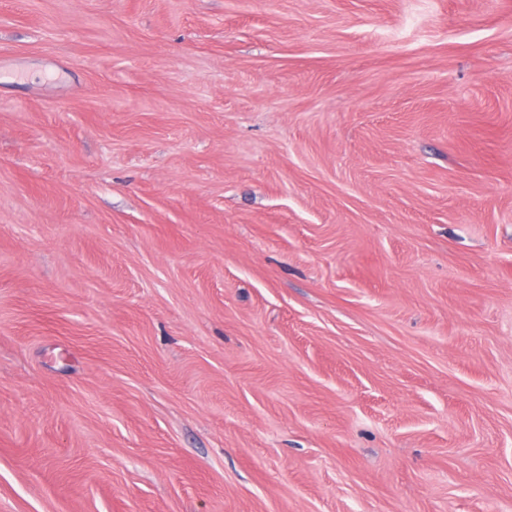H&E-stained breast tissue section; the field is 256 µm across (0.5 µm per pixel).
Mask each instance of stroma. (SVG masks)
I'll list each match as a JSON object with an SVG mask.
<instances>
[{
    "instance_id": "1",
    "label": "stroma",
    "mask_w": 512,
    "mask_h": 512,
    "mask_svg": "<svg viewBox=\"0 0 512 512\" xmlns=\"http://www.w3.org/2000/svg\"><path fill=\"white\" fill-rule=\"evenodd\" d=\"M0 512H512V0H0Z\"/></svg>"
}]
</instances>
